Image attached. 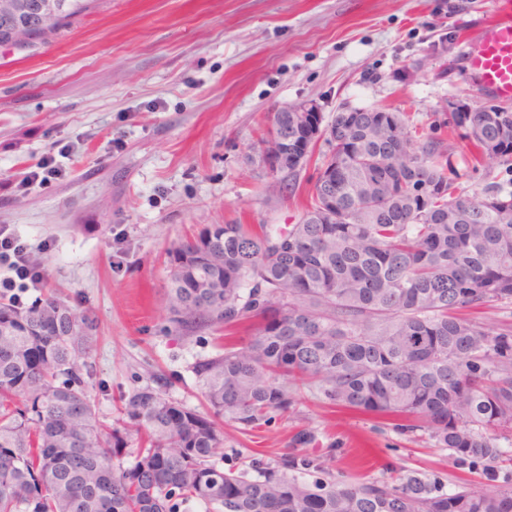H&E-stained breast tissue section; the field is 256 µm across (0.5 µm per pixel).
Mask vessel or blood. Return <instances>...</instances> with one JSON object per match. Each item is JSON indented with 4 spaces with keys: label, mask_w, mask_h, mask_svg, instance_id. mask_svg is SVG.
Wrapping results in <instances>:
<instances>
[{
    "label": "vessel or blood",
    "mask_w": 512,
    "mask_h": 512,
    "mask_svg": "<svg viewBox=\"0 0 512 512\" xmlns=\"http://www.w3.org/2000/svg\"><path fill=\"white\" fill-rule=\"evenodd\" d=\"M481 89L512 99V19L487 25L469 58Z\"/></svg>",
    "instance_id": "b4317fda"
}]
</instances>
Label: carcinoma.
<instances>
[{
	"instance_id": "obj_1",
	"label": "carcinoma",
	"mask_w": 512,
	"mask_h": 512,
	"mask_svg": "<svg viewBox=\"0 0 512 512\" xmlns=\"http://www.w3.org/2000/svg\"><path fill=\"white\" fill-rule=\"evenodd\" d=\"M0 45L30 27L44 41L95 0H9ZM488 169L512 167V112H450ZM320 128L330 153L320 170L334 204L313 183L295 224H213L176 251L164 297L178 335L242 329L195 373L208 412L146 387L124 401L121 427L96 419L77 370L88 365L91 326L49 297L26 310L0 303V512H171L179 494L214 512H512V325L495 331L459 309L512 307V191L490 181L469 195L448 165L445 141L412 134L400 112L354 108L322 125L281 109L261 141L279 139L269 188L296 179L294 153ZM309 391L332 404L404 417L458 469L485 467L480 489L450 493L406 474L399 483H352L305 471L296 451L277 469L211 464L224 423L243 431L269 411L291 412ZM137 461L118 463L131 434Z\"/></svg>"
}]
</instances>
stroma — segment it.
<instances>
[{
  "mask_svg": "<svg viewBox=\"0 0 512 512\" xmlns=\"http://www.w3.org/2000/svg\"><path fill=\"white\" fill-rule=\"evenodd\" d=\"M512 0H96L48 42L0 46V225L20 234L43 281L93 327L85 385L101 423L123 398L163 379L171 402L200 412L195 364L219 332L170 334L163 298L177 247L212 224H293L308 206L318 143L293 191L278 195L256 146L271 114L315 100L324 121L347 107L403 113L448 145L467 193L512 170L474 166L451 102L491 101L467 69L485 26ZM59 175L31 180L45 156ZM336 478H440L482 487L448 449L403 435L390 418L304 394L260 428L224 427L218 468L274 464L303 427Z\"/></svg>",
  "mask_w": 512,
  "mask_h": 512,
  "instance_id": "1",
  "label": "stroma"
}]
</instances>
